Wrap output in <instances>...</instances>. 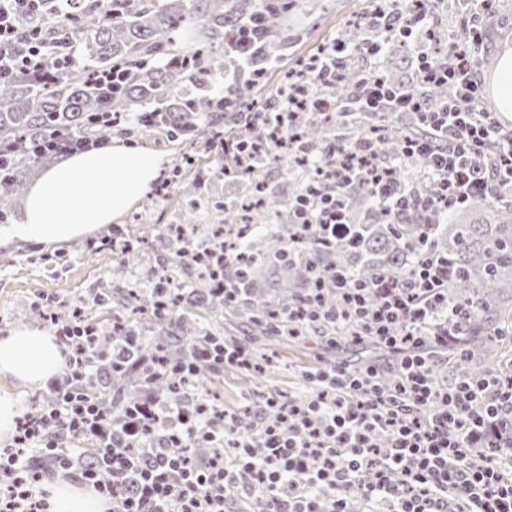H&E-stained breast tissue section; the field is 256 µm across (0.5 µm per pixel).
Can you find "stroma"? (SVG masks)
Here are the masks:
<instances>
[{
    "label": "stroma",
    "instance_id": "obj_1",
    "mask_svg": "<svg viewBox=\"0 0 512 512\" xmlns=\"http://www.w3.org/2000/svg\"><path fill=\"white\" fill-rule=\"evenodd\" d=\"M335 4V9L316 17L308 18L299 14L291 17V25L297 27L301 36L299 54H306L318 44L337 37L349 18L367 8L368 0H335ZM118 137L167 153L173 162L178 161L185 152L208 156L206 183L202 198L197 203L198 228L200 232H207L209 225L221 215L229 202L228 197L214 184L218 166L216 151L208 149L201 139L192 144L150 139L133 126L125 127ZM143 216L148 217L149 221L160 220L166 224L177 219L166 200L150 195L118 222L96 230V237L109 236L117 240V249L98 251L90 248L84 238L51 247L28 242L1 247L0 337L20 325L42 327L39 310L54 308L63 302L78 305L80 299L88 297L98 282L111 280L119 287L129 282L150 286L153 282L152 265L139 260L128 261L126 252L121 249L122 243L135 234L137 220ZM220 333L226 343L253 347L262 353L272 351L277 355L274 366L254 379L252 385H245L237 368L228 365L223 371L214 373L199 388V395L229 412L242 411L266 394L282 400L311 395L313 389L305 379L306 370L324 365L335 356L334 351L328 350L319 339L310 335L295 339L276 337L258 340L241 326H224Z\"/></svg>",
    "mask_w": 512,
    "mask_h": 512
}]
</instances>
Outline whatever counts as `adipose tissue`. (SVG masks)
<instances>
[{
	"label": "adipose tissue",
	"instance_id": "adipose-tissue-1",
	"mask_svg": "<svg viewBox=\"0 0 512 512\" xmlns=\"http://www.w3.org/2000/svg\"><path fill=\"white\" fill-rule=\"evenodd\" d=\"M169 164L165 154L139 145H111L68 156L35 179L20 223L0 226V247L15 242L59 244L117 222L142 201ZM64 369L53 336L19 326L0 338V377L41 390ZM50 512H109L110 502L77 484L48 485Z\"/></svg>",
	"mask_w": 512,
	"mask_h": 512
}]
</instances>
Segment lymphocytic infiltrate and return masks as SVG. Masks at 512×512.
<instances>
[{
    "label": "lymphocytic infiltrate",
    "instance_id": "f902f5d3",
    "mask_svg": "<svg viewBox=\"0 0 512 512\" xmlns=\"http://www.w3.org/2000/svg\"><path fill=\"white\" fill-rule=\"evenodd\" d=\"M41 0H0V80L15 73L40 75L73 61L72 50L44 49L22 18L39 10ZM476 14L464 19L465 39L448 42L442 54L418 57V79L425 85L453 84L452 101L430 108L384 78L365 73L346 105L350 112L410 114L425 136H403L400 155L381 161L373 140L354 146L330 141L314 160L317 184L308 186L295 210L296 223L318 241L354 239L344 221L341 196L355 182H366L396 220L428 218L465 205L478 196L512 187V132L505 131L481 105L482 82L475 69L479 21L492 13L494 0H474ZM264 20L254 15L224 46L235 63L224 81L239 82L254 64L252 45ZM376 30L360 51L375 58L384 33L403 38L432 34V16L376 11L368 18ZM355 51L334 38L312 68L311 87L296 86L276 109V154L298 153L297 120L310 99L309 88L336 85ZM422 159L423 185L401 191L395 167ZM447 256L428 254L403 278L381 275L371 284L339 272L317 288L335 292L336 308L314 301L288 313L307 324L331 349L360 344L357 336L336 334L352 324L394 358L389 372L399 382L387 390L374 382L380 366L359 370L337 359L308 372L316 392L301 403L268 399L252 410L250 429L235 415L189 409L142 391L125 409V423L112 434L96 390L87 356L94 331L73 320L56 333L64 344L66 370L51 382V404L26 412L16 422L9 445L0 448V512H47L34 488L45 473L26 452L47 455L55 470L70 468L69 453L95 436L103 470H87L83 484L112 503V512H230L240 500L245 512H512V382L479 377L448 381L432 370L434 358L447 352L463 332L466 309L448 302ZM248 357L241 346L198 342L190 358L162 361L163 375L190 381L200 366L222 370ZM165 435L155 441V426ZM179 454L168 452L169 445ZM213 448L207 461L192 448ZM371 481H364L365 473Z\"/></svg>",
    "mask_w": 512,
    "mask_h": 512
}]
</instances>
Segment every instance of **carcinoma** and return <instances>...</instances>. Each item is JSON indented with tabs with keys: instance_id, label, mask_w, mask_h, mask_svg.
Segmentation results:
<instances>
[{
	"instance_id": "cac0c4a2",
	"label": "carcinoma",
	"mask_w": 512,
	"mask_h": 512,
	"mask_svg": "<svg viewBox=\"0 0 512 512\" xmlns=\"http://www.w3.org/2000/svg\"><path fill=\"white\" fill-rule=\"evenodd\" d=\"M325 9L319 0H41L37 15L26 19L24 27L39 31L48 47L63 31L60 13L68 10L77 17L75 36L80 40L78 62L62 71L53 70L41 79L19 74L0 82V142L13 145L10 156L11 178L0 184V218H8L28 187L30 178L48 161L52 153L36 154L32 143L53 130L70 136L100 138L112 133L107 127L94 126L88 118L96 112H130L162 116L146 132L161 133L157 125L166 123L169 133L193 142L210 129L224 125L229 135H237L256 145L262 142L263 126L274 100L288 87L289 70L283 78L269 81V76L252 81L245 75L231 90L232 110L224 111L220 97L213 95L215 81L224 77V43L255 13L265 16L262 45L267 61L280 65L288 62V50L299 35L288 27V14ZM352 45L359 47L366 33L361 22L350 20L342 32ZM375 67L361 59L347 68L342 81L333 88L321 89L319 97L330 102L335 112L331 120L310 115L297 129L302 144L313 148L331 137L337 121L345 120L351 137L378 139L382 153L399 152V129L392 118L375 113L349 114L341 117L348 92L359 80L362 70ZM391 84L419 95L432 104L454 96L452 86L427 88L412 78L383 74ZM425 168L422 160L397 171L400 187L412 186L413 176ZM263 167L249 173V190L242 201L224 208L220 225H237L242 234L237 249L229 252L231 265L216 277L207 267L193 262L209 246L196 237V211L184 207L178 196H169L170 206L179 210V228L168 241L169 253L156 257L161 275L169 287L146 290L134 284L112 290H93L92 305L83 308L85 323L96 329L97 340L88 356L99 366L97 386L105 406L121 429L124 407L137 396V381L116 373L101 361L112 350L115 336L134 333L119 310L151 315L152 341L142 345L137 356L167 360L186 358L199 336L202 316H227L225 323H245L257 336H286L288 308L309 303L316 294L319 277L342 269L353 279L372 282L381 273L401 277L408 273L426 252L448 256L458 273L448 280V298L458 304L474 305L462 337L449 352L448 365L455 377L501 374L499 353L504 341L499 328L512 322V203L498 197L480 196L474 206L448 213L445 224H396L374 202L370 187L353 184L343 195L342 204L351 212L359 198L368 201L367 215L373 223L360 224L359 247L353 249L338 239L324 247L296 224L288 223L304 186L294 192L275 193L267 189ZM203 171L202 158L185 156L177 172L185 180L180 193H191L194 180ZM280 222L276 231L258 233V223ZM193 272L194 284L187 292L179 291L177 274ZM233 288L236 299L226 302L224 286ZM169 310L166 316L153 314L157 303ZM153 390L171 403L187 402L182 390L172 380L152 382ZM101 453L85 448L75 467L82 470L99 466Z\"/></svg>"
}]
</instances>
